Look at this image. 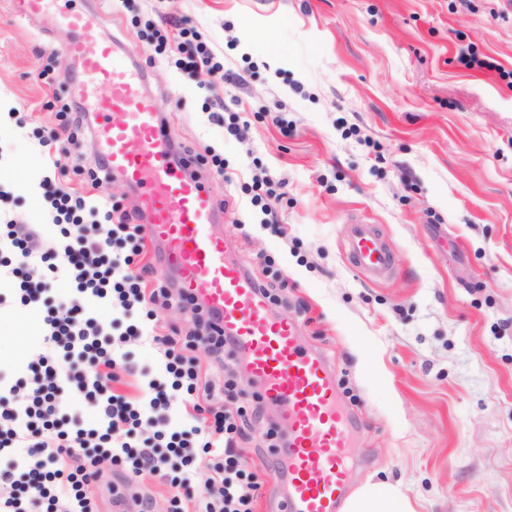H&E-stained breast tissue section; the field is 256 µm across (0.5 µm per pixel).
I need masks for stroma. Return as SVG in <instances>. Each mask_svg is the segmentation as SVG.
<instances>
[{
  "mask_svg": "<svg viewBox=\"0 0 512 512\" xmlns=\"http://www.w3.org/2000/svg\"><path fill=\"white\" fill-rule=\"evenodd\" d=\"M101 22L146 64L177 145L200 157L219 223L270 309L302 323L308 347L336 368L358 431L349 486H397L415 512H512V87L470 70L462 44L512 69V16L498 0H133ZM191 16L224 60L180 74L151 59L139 31L154 13ZM53 14L18 21L0 0V209L54 236L36 135L81 101L83 79L59 46ZM214 87L250 124L245 138L203 112ZM223 173L209 170L212 155ZM259 160L285 182L280 230L255 224L246 201ZM377 224L396 270L369 282L343 249L350 222ZM24 313L0 300V364L16 370L33 347ZM138 375L118 385L140 397L163 379L144 340L127 346ZM251 421L244 455L263 481L256 512H282L284 486L267 435L277 410Z\"/></svg>",
  "mask_w": 512,
  "mask_h": 512,
  "instance_id": "stroma-1",
  "label": "stroma"
}]
</instances>
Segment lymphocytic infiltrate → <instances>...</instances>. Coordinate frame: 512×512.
<instances>
[{
  "label": "lymphocytic infiltrate",
  "mask_w": 512,
  "mask_h": 512,
  "mask_svg": "<svg viewBox=\"0 0 512 512\" xmlns=\"http://www.w3.org/2000/svg\"><path fill=\"white\" fill-rule=\"evenodd\" d=\"M140 36L151 54L169 58L181 72L224 73L190 18L146 21ZM252 188L251 211L271 224L287 195L284 182L257 175ZM47 197L55 212L53 239H43L34 224H0V284L9 285L19 310L36 315L41 326L27 378L0 366V512H98L93 488L107 460L122 464L124 482L151 476L173 488L171 512H254L262 483L238 441L247 420L263 418L264 404L255 396L232 410L218 408L237 375L216 385L191 354L194 341L204 338L213 360L223 362L234 355L230 340L209 314L195 316L193 332L183 337L154 322V308L169 299L170 286L149 287L129 269L132 255L146 248L137 216L115 210L104 196L91 201L64 186ZM90 216L107 223L106 236L90 233ZM62 279L72 285L64 299L55 295ZM102 304L126 320L123 333L100 322ZM141 312L152 318L150 327L136 324ZM133 337L151 341L165 360L164 380H151L139 400L112 389L120 374L134 371L122 351ZM177 391L194 426L156 431ZM67 397L94 408L95 426L66 412ZM18 448L27 451L20 465L12 459ZM205 461L212 475L203 488H194V474Z\"/></svg>",
  "instance_id": "lymphocytic-infiltrate-1"
}]
</instances>
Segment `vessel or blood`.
<instances>
[{"mask_svg":"<svg viewBox=\"0 0 512 512\" xmlns=\"http://www.w3.org/2000/svg\"><path fill=\"white\" fill-rule=\"evenodd\" d=\"M47 0H9L12 14L31 22ZM98 11L61 8L56 22L69 37L65 55L95 94L97 135L112 175L143 189L142 219L163 266L181 290L202 303L230 338L262 401L280 406L288 442L278 449V472L288 486L285 512H342L350 491L352 416L342 401L328 356L300 342L291 316L269 311V301L242 262L229 258L231 242L215 230L222 215L216 198L190 175L195 156L176 155L170 133L148 98L147 73L97 38ZM350 262L376 281L396 266L377 226L353 221L345 243Z\"/></svg>","mask_w":512,"mask_h":512,"instance_id":"obj_1","label":"vessel or blood"}]
</instances>
